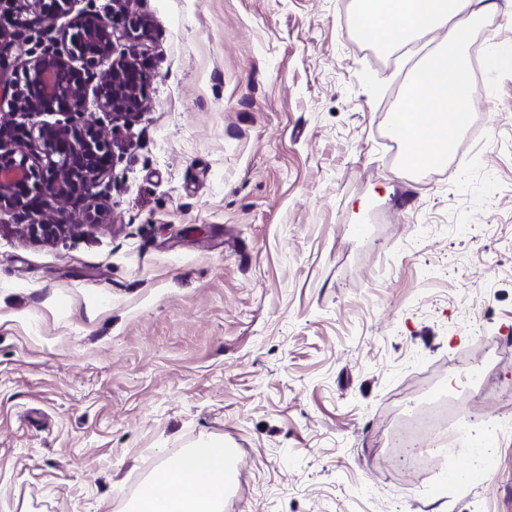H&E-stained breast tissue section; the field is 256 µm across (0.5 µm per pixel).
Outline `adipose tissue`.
I'll return each mask as SVG.
<instances>
[{
	"instance_id": "obj_1",
	"label": "adipose tissue",
	"mask_w": 512,
	"mask_h": 512,
	"mask_svg": "<svg viewBox=\"0 0 512 512\" xmlns=\"http://www.w3.org/2000/svg\"><path fill=\"white\" fill-rule=\"evenodd\" d=\"M492 0H357L360 36L388 49L446 29L436 56L419 69L393 119L413 137L411 154L449 156L470 119V79L462 63L471 20L492 15ZM137 512H224V443L164 461L139 492Z\"/></svg>"
}]
</instances>
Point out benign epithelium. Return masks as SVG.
<instances>
[{
	"mask_svg": "<svg viewBox=\"0 0 512 512\" xmlns=\"http://www.w3.org/2000/svg\"><path fill=\"white\" fill-rule=\"evenodd\" d=\"M5 2L8 14L26 18L13 31L0 26V69L23 32L40 30L48 39L17 64L14 78H0V102L8 100L15 115L58 112L65 119L33 127L0 123V211L37 217L24 231L33 241L50 242L76 215L89 226L111 217L99 187L110 176L114 154L109 139L83 120L88 90L116 121L130 123L144 112L153 26L132 0H112V15L91 3L55 35L50 21L68 13L73 0ZM117 35L130 43V52L118 57Z\"/></svg>",
	"mask_w": 512,
	"mask_h": 512,
	"instance_id": "obj_1",
	"label": "benign epithelium"
}]
</instances>
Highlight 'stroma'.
Returning <instances> with one entry per match:
<instances>
[{"instance_id": "stroma-1", "label": "stroma", "mask_w": 512, "mask_h": 512, "mask_svg": "<svg viewBox=\"0 0 512 512\" xmlns=\"http://www.w3.org/2000/svg\"><path fill=\"white\" fill-rule=\"evenodd\" d=\"M466 47L454 161L412 174L391 103L432 59L355 0H135L148 106L112 143L110 220L49 244L0 214V512H133L170 457L239 449L232 512H512V432L449 469L380 465L422 390L512 368V0ZM492 446L480 480L462 479Z\"/></svg>"}]
</instances>
